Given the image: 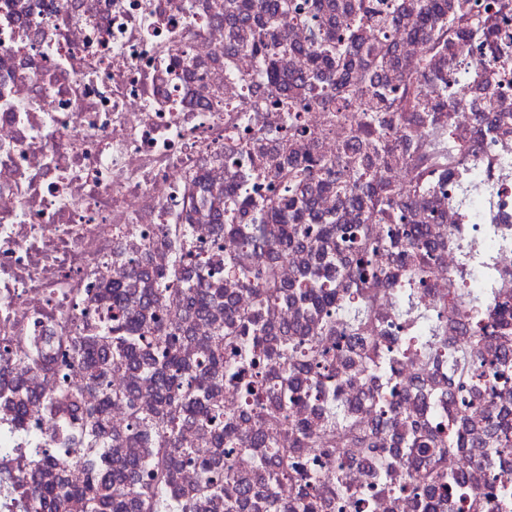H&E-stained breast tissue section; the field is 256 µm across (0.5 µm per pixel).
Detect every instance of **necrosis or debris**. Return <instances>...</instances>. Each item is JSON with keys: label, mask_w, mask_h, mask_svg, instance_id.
<instances>
[{"label": "necrosis or debris", "mask_w": 512, "mask_h": 512, "mask_svg": "<svg viewBox=\"0 0 512 512\" xmlns=\"http://www.w3.org/2000/svg\"><path fill=\"white\" fill-rule=\"evenodd\" d=\"M239 0H0V512H27L30 478L71 487L91 473L77 458L80 414L104 406L100 440L112 465L143 461L165 447L157 433L135 431L133 414L173 412L144 370L115 364L94 381L84 366L67 364L58 340L104 335L112 287L131 308L178 327L179 356L199 367L217 329L231 330L241 314L257 315L269 338L264 374L268 409L285 408L287 424L257 413L238 380L219 385L221 427L201 426L176 413L177 447L193 460L170 470L175 500L195 512H267L274 494L282 512L299 492L287 480L267 488L259 465L263 446L294 448L321 478L310 491L315 512H356L328 486L343 470L353 497L369 496L371 512H422L407 474L428 461L386 472L369 454L394 438L464 431V447L449 451L444 473L463 479L467 499L442 500L435 512H512V458L491 468L475 457L487 413L512 427V394L490 396L493 376L470 388L466 404L448 399L456 356L473 342L467 295L484 284L492 309H512V45L469 42L460 67L430 55L408 19L386 30L391 54L381 66L356 60L352 84L402 86L426 73L422 97L439 99L434 113L386 112L391 138L384 149L360 147L359 113L339 114L319 103L298 116L288 134L273 105L309 75L318 31L343 22L351 0H283L277 21L254 11L237 19ZM320 25V26H321ZM277 47L279 84H270L256 41ZM350 149L396 188L410 225L424 226L431 258L416 277L389 225H369L382 243L378 270L367 283L348 275L352 251L337 235L303 240L280 251H255L265 232L255 204L280 195L278 172L288 158L336 159ZM234 195H227V188ZM301 223L349 226L364 214L336 181L308 182ZM270 270L280 288L259 302L256 269ZM335 297L333 333L364 344L337 351L339 383L316 385L277 345L296 326L314 327L321 306L305 298L311 280ZM206 281L224 291L221 305L196 313L188 290ZM360 308L356 324L346 312ZM437 353H427L430 337ZM391 356V369L373 357ZM36 401L26 419L17 399ZM360 425L335 454L323 452L337 408ZM307 426L293 435L292 426ZM54 451L40 464L38 448ZM231 463L235 482L215 498L200 489L197 460Z\"/></svg>", "instance_id": "4bbe7bcc"}]
</instances>
